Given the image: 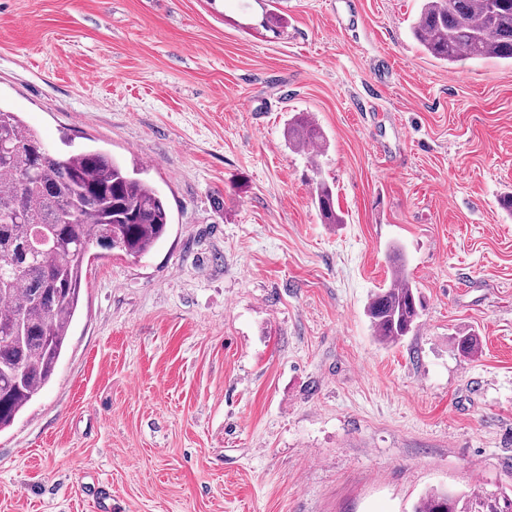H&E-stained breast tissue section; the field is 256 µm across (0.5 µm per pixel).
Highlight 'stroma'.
I'll return each mask as SVG.
<instances>
[{
	"label": "stroma",
	"mask_w": 512,
	"mask_h": 512,
	"mask_svg": "<svg viewBox=\"0 0 512 512\" xmlns=\"http://www.w3.org/2000/svg\"><path fill=\"white\" fill-rule=\"evenodd\" d=\"M419 5L358 0L350 32L332 0H0V103L136 160L171 214L145 257L91 246L55 377L0 433V512L512 490V63L436 60ZM393 243L425 310L389 345L364 309ZM323 133L312 118L300 114L290 119L288 123V143L297 148L309 142L321 144ZM315 203L317 205L322 223L340 224L342 216L335 207L334 193L331 186L325 182H319L316 186Z\"/></svg>",
	"instance_id": "stroma-1"
}]
</instances>
